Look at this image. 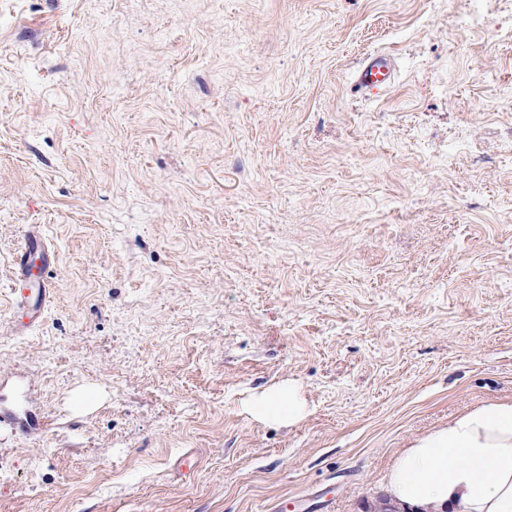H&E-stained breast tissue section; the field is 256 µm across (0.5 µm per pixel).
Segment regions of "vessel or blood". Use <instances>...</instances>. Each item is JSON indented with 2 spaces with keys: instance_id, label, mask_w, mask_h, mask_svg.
<instances>
[{
  "instance_id": "b4317fda",
  "label": "vessel or blood",
  "mask_w": 512,
  "mask_h": 512,
  "mask_svg": "<svg viewBox=\"0 0 512 512\" xmlns=\"http://www.w3.org/2000/svg\"><path fill=\"white\" fill-rule=\"evenodd\" d=\"M394 63L391 56L384 52L367 55L361 61L351 86L352 92L359 97L380 92L391 82ZM41 251L44 263H51L52 254L47 248L38 225L31 224L24 228L19 247L16 251L10 293L15 304L23 306L28 322H37L46 304L49 302L53 288L48 275L33 279L31 272L32 254Z\"/></svg>"
}]
</instances>
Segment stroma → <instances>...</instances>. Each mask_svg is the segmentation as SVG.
Returning <instances> with one entry per match:
<instances>
[{"instance_id": "1", "label": "stroma", "mask_w": 512, "mask_h": 512, "mask_svg": "<svg viewBox=\"0 0 512 512\" xmlns=\"http://www.w3.org/2000/svg\"><path fill=\"white\" fill-rule=\"evenodd\" d=\"M466 6L0 0V411L50 418L0 426V512H361L512 400V0ZM290 382L304 418L252 415ZM393 71L394 63L389 54H369L363 58L355 73L351 91L362 98L377 94L390 84ZM35 249L43 255V265L40 279L37 280L38 288L33 297L31 261ZM53 261L52 254L45 244L37 224H31L24 228L19 247L16 251L13 274L10 284V293L16 305H22L28 323L37 322L46 304L50 301L53 288L52 281L46 274V268Z\"/></svg>"}]
</instances>
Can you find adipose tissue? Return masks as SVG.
Wrapping results in <instances>:
<instances>
[{"mask_svg": "<svg viewBox=\"0 0 512 512\" xmlns=\"http://www.w3.org/2000/svg\"><path fill=\"white\" fill-rule=\"evenodd\" d=\"M252 412L293 423L306 404L291 384L257 398ZM386 486L393 500L434 512H512V401L471 408L413 439Z\"/></svg>", "mask_w": 512, "mask_h": 512, "instance_id": "obj_1", "label": "adipose tissue"}]
</instances>
